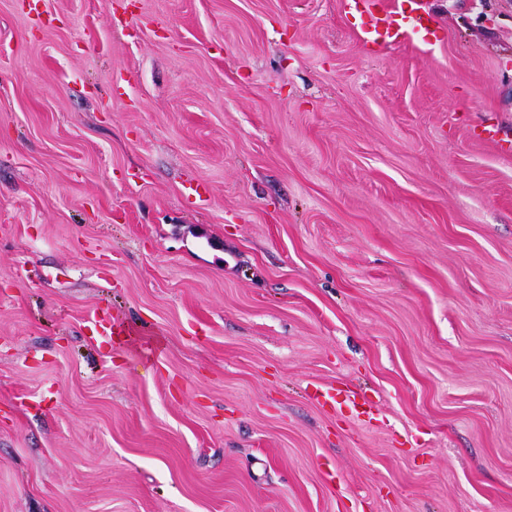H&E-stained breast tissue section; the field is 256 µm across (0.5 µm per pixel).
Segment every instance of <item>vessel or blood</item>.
<instances>
[{"label":"vessel or blood","instance_id":"1","mask_svg":"<svg viewBox=\"0 0 512 512\" xmlns=\"http://www.w3.org/2000/svg\"><path fill=\"white\" fill-rule=\"evenodd\" d=\"M348 9L361 11L366 20L360 27L364 43L378 45L395 43L430 31L431 16L417 5L416 0H346ZM94 332L100 336L126 334L110 312H99L93 322Z\"/></svg>","mask_w":512,"mask_h":512}]
</instances>
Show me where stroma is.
Masks as SVG:
<instances>
[{
	"instance_id": "1",
	"label": "stroma",
	"mask_w": 512,
	"mask_h": 512,
	"mask_svg": "<svg viewBox=\"0 0 512 512\" xmlns=\"http://www.w3.org/2000/svg\"><path fill=\"white\" fill-rule=\"evenodd\" d=\"M28 2L0 512H512V0L387 47L343 0ZM90 323L93 327V331L98 336H122L128 331L125 326L118 323V321L112 317L109 311L102 310Z\"/></svg>"
}]
</instances>
